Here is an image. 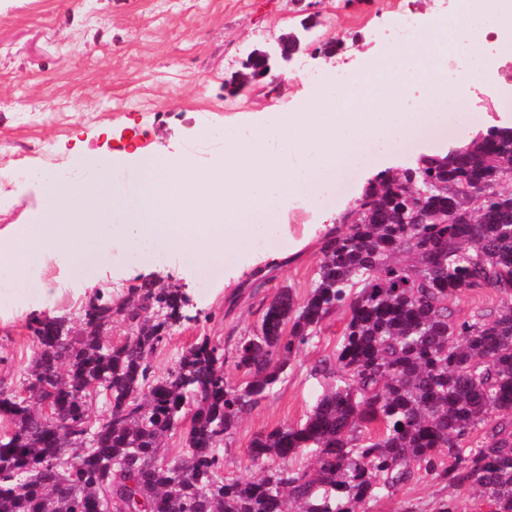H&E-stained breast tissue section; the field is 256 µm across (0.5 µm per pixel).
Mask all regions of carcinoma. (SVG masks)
I'll return each instance as SVG.
<instances>
[{
	"mask_svg": "<svg viewBox=\"0 0 512 512\" xmlns=\"http://www.w3.org/2000/svg\"><path fill=\"white\" fill-rule=\"evenodd\" d=\"M512 128L427 157L365 189L324 236L307 295L281 290L260 325L226 344L204 335L164 374L154 356L192 320L179 288L97 295L79 325L29 323L20 390L0 385V512H368L424 473L476 488L512 512ZM481 189L478 207L470 206ZM491 289L496 311L460 319L461 296ZM334 357L310 373L325 391L306 420L257 432L253 477L224 473V445L333 313ZM129 334L105 339L112 313ZM233 361L245 380L231 385ZM104 396L105 415L92 419ZM183 429L182 454L164 441ZM310 452L302 468L288 460Z\"/></svg>",
	"mask_w": 512,
	"mask_h": 512,
	"instance_id": "obj_1",
	"label": "carcinoma"
}]
</instances>
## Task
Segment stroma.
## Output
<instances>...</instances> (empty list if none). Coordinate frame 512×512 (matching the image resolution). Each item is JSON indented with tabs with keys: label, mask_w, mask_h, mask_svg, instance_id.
Masks as SVG:
<instances>
[{
	"label": "stroma",
	"mask_w": 512,
	"mask_h": 512,
	"mask_svg": "<svg viewBox=\"0 0 512 512\" xmlns=\"http://www.w3.org/2000/svg\"><path fill=\"white\" fill-rule=\"evenodd\" d=\"M454 5L455 0H0V166L27 173L0 198V231L29 223L43 207L38 175L69 170L86 180V156L105 159L138 147L187 152L207 165L223 151L225 130L316 99L336 68L353 74L383 55L396 25L420 29L427 16L450 14ZM313 14L319 25L311 41L344 36L338 54H296L275 70L276 92L257 86L226 94L225 80L249 51L273 46L278 35ZM500 100L494 87L475 94L465 122L437 131L429 143L399 146L396 168L503 125ZM202 126L210 129L209 137H199ZM384 171L380 161L367 159L333 203L290 204L266 232L263 246L249 236L224 249L223 273L208 281L201 267L187 262L148 261L125 273L48 258L45 290L0 309V382L17 386L33 357L27 328L32 317L79 316L99 289L116 302L146 282L182 288L190 297L189 322L175 328L155 356L160 373L199 336L220 342L251 333L280 289H291L299 299L310 289L323 237L302 243L304 225L336 223L361 186ZM263 253L282 261L260 285L255 259ZM346 318V311L333 313L292 359L285 381L242 419L224 449L225 472L255 475L246 460L254 433L305 420L322 392L309 368L334 355ZM478 497L472 487L421 478L372 503L370 512H436L444 500L455 501L461 512H475Z\"/></svg>",
	"instance_id": "stroma-1"
}]
</instances>
